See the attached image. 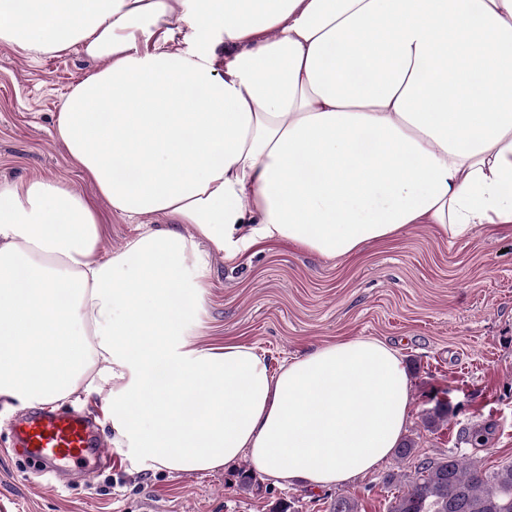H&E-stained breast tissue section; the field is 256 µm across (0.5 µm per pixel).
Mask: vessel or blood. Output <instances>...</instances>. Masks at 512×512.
<instances>
[{"instance_id":"b4317fda","label":"vessel or blood","mask_w":512,"mask_h":512,"mask_svg":"<svg viewBox=\"0 0 512 512\" xmlns=\"http://www.w3.org/2000/svg\"><path fill=\"white\" fill-rule=\"evenodd\" d=\"M91 427L85 414L43 410L26 418L15 433L25 454L54 467L86 459L92 446Z\"/></svg>"}]
</instances>
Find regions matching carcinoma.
<instances>
[{"instance_id": "cac0c4a2", "label": "carcinoma", "mask_w": 512, "mask_h": 512, "mask_svg": "<svg viewBox=\"0 0 512 512\" xmlns=\"http://www.w3.org/2000/svg\"><path fill=\"white\" fill-rule=\"evenodd\" d=\"M396 455L414 461L413 473L386 477L389 486L405 479L392 496L389 512H512V464L489 472L477 461L448 455L420 458L412 439H403Z\"/></svg>"}]
</instances>
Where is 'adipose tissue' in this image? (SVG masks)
I'll return each mask as SVG.
<instances>
[{
	"label": "adipose tissue",
	"mask_w": 512,
	"mask_h": 512,
	"mask_svg": "<svg viewBox=\"0 0 512 512\" xmlns=\"http://www.w3.org/2000/svg\"><path fill=\"white\" fill-rule=\"evenodd\" d=\"M187 28L221 47L175 49ZM0 44L105 60L57 136L114 213L167 221L106 253L93 196L0 182V399L109 390L115 445L170 473L245 454L336 488L389 457L411 384L384 342L273 373L187 327L215 252L339 259L414 224L512 230V0H0Z\"/></svg>",
	"instance_id": "obj_1"
}]
</instances>
